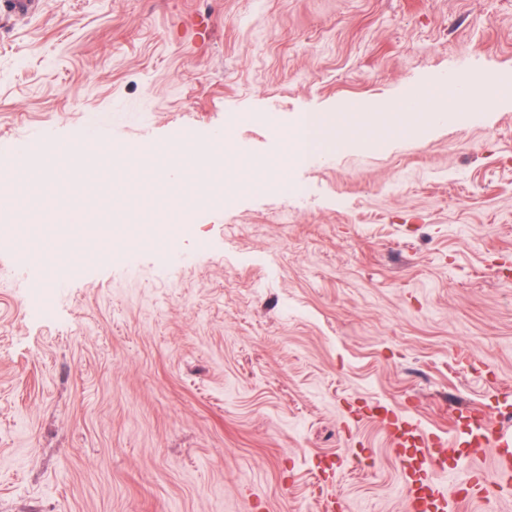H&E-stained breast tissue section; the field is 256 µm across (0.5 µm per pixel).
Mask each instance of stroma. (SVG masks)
I'll use <instances>...</instances> for the list:
<instances>
[{
	"label": "stroma",
	"instance_id": "35a3bbf8",
	"mask_svg": "<svg viewBox=\"0 0 512 512\" xmlns=\"http://www.w3.org/2000/svg\"><path fill=\"white\" fill-rule=\"evenodd\" d=\"M484 73L499 103L440 127L359 105ZM336 114L295 191L176 223L158 180L56 151H280L272 114ZM57 192H43L45 181ZM0 512H404L378 401L439 436L478 409L512 434V0H46L0 20ZM90 249L59 253L57 235ZM493 447L435 479L512 512ZM414 106H409L405 103L403 99L399 105L398 110H396V106L393 104L388 105L387 107H383L381 109H371V108H362L358 109L359 114L357 115V120L360 124H368L377 121H391L394 119L395 114L400 111H412Z\"/></svg>",
	"mask_w": 512,
	"mask_h": 512
}]
</instances>
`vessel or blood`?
I'll return each instance as SVG.
<instances>
[{"instance_id":"vessel-or-blood-1","label":"vessel or blood","mask_w":512,"mask_h":512,"mask_svg":"<svg viewBox=\"0 0 512 512\" xmlns=\"http://www.w3.org/2000/svg\"><path fill=\"white\" fill-rule=\"evenodd\" d=\"M466 426L468 447L489 445L493 433L486 416H468ZM386 430L404 471L406 512H450L447 495L433 480L435 471L446 467L444 440L433 437L419 424L399 418L388 421Z\"/></svg>"}]
</instances>
